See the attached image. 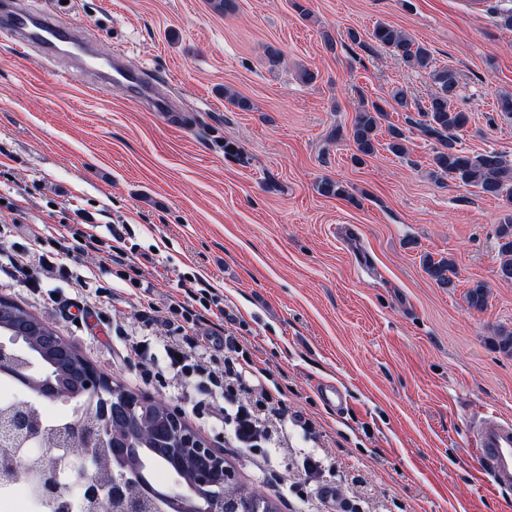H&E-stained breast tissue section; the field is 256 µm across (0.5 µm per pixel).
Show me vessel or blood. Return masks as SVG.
Here are the masks:
<instances>
[{"mask_svg":"<svg viewBox=\"0 0 512 512\" xmlns=\"http://www.w3.org/2000/svg\"><path fill=\"white\" fill-rule=\"evenodd\" d=\"M0 33L7 35L20 49H42L48 58L65 54L88 74V88L120 83L130 86L138 95L152 97L154 109L165 112L169 103L157 95L152 84L139 73L126 69L118 54L108 49H90L75 32L60 26L47 12L33 13L21 7L18 0H0ZM481 465L494 485L512 484V421L493 413L482 416L474 431Z\"/></svg>","mask_w":512,"mask_h":512,"instance_id":"vessel-or-blood-1","label":"vessel or blood"}]
</instances>
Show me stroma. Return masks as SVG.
<instances>
[{
    "label": "stroma",
    "instance_id": "stroma-1",
    "mask_svg": "<svg viewBox=\"0 0 512 512\" xmlns=\"http://www.w3.org/2000/svg\"><path fill=\"white\" fill-rule=\"evenodd\" d=\"M27 3L165 81L173 109L150 111L119 84L87 93L78 73L60 82L0 37V197L13 204L0 211V250L43 287L5 275L0 297L125 388L179 410L280 512H512V485L482 475L471 434L484 412L512 420V356L498 346L499 329H512V282L495 274L512 210L430 177L434 142L416 122L433 83L371 38L393 26L455 68L453 103L470 116L458 141L512 157V118L495 110L512 93V31L494 0H235L224 15L208 0ZM228 88L250 109L225 100ZM374 102L405 132L406 156L387 150L382 127L378 152L355 160L351 128ZM326 178L348 197L321 195ZM69 224L105 238L125 226L127 265L92 279L84 255L61 275L54 241ZM428 256L453 260V287L430 279ZM194 276L208 281L236 358L286 405L274 453L287 487L257 470L268 444L240 449L217 419L222 341L206 381L169 370L158 349L149 368L125 356L141 336L166 334ZM477 281L488 287L481 311L466 300ZM75 299L95 314L75 321ZM326 382L347 409L323 403ZM325 486L335 500L319 497Z\"/></svg>",
    "mask_w": 512,
    "mask_h": 512
}]
</instances>
